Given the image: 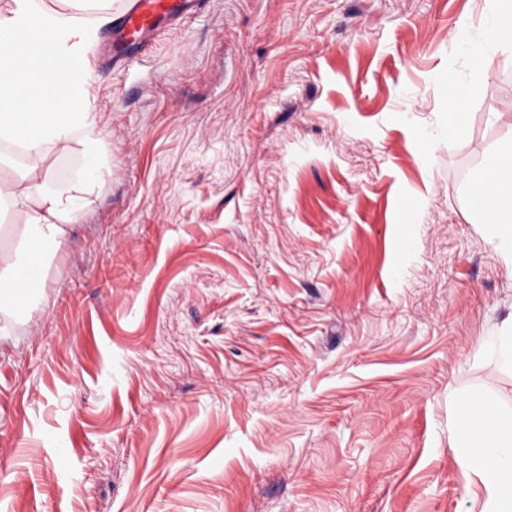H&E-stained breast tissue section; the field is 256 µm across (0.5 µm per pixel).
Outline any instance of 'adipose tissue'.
I'll list each match as a JSON object with an SVG mask.
<instances>
[{"mask_svg": "<svg viewBox=\"0 0 512 512\" xmlns=\"http://www.w3.org/2000/svg\"><path fill=\"white\" fill-rule=\"evenodd\" d=\"M485 49H512V0H485ZM37 32L53 48L39 69L19 63L18 39ZM85 23L72 14L40 6L38 0H12L0 11V142L17 144L42 164V178L17 170L0 181V213H19L21 241L0 252V316L14 315L13 300L22 272L44 270L45 255L66 241L91 190L78 178L57 185L53 171L58 156L72 152L75 137L94 143L99 119L89 112L91 61ZM493 182L495 192L473 203L492 235L512 251V142L501 145L476 174L473 186ZM459 430L468 451L467 468L483 486L482 512H512V413L476 395L465 402Z\"/></svg>", "mask_w": 512, "mask_h": 512, "instance_id": "1", "label": "adipose tissue"}]
</instances>
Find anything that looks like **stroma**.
<instances>
[{
  "instance_id": "35a3bbf8",
  "label": "stroma",
  "mask_w": 512,
  "mask_h": 512,
  "mask_svg": "<svg viewBox=\"0 0 512 512\" xmlns=\"http://www.w3.org/2000/svg\"><path fill=\"white\" fill-rule=\"evenodd\" d=\"M465 20L196 0L112 65L90 27L101 137L66 160L105 171L0 342V512H481L455 420L512 409V264L468 188L512 51L477 69ZM478 92L475 84L455 85L453 90L448 93V127L454 125L462 116L463 112H458L461 106L474 98Z\"/></svg>"
}]
</instances>
